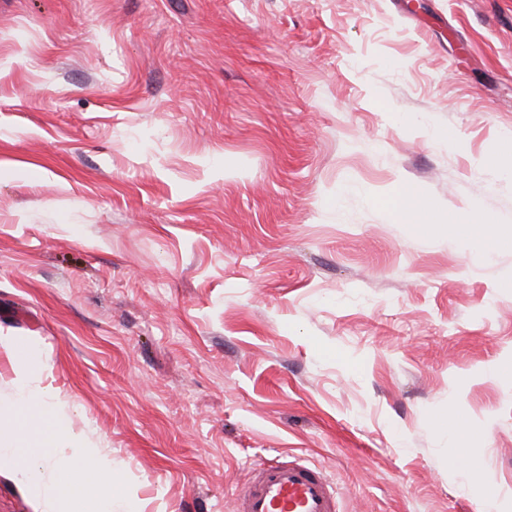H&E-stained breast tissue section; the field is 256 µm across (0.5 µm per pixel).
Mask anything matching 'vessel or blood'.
Masks as SVG:
<instances>
[{
    "instance_id": "vessel-or-blood-1",
    "label": "vessel or blood",
    "mask_w": 512,
    "mask_h": 512,
    "mask_svg": "<svg viewBox=\"0 0 512 512\" xmlns=\"http://www.w3.org/2000/svg\"><path fill=\"white\" fill-rule=\"evenodd\" d=\"M239 512H338L336 489L322 469L274 457L258 465Z\"/></svg>"
}]
</instances>
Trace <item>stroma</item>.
I'll return each instance as SVG.
<instances>
[{
	"label": "stroma",
	"instance_id": "35a3bbf8",
	"mask_svg": "<svg viewBox=\"0 0 512 512\" xmlns=\"http://www.w3.org/2000/svg\"><path fill=\"white\" fill-rule=\"evenodd\" d=\"M511 138L512 0H0V393L136 512H512ZM374 203L388 210L400 224L411 223L421 210L418 192L409 184L393 194L376 198ZM240 494L239 512H339L336 489L320 468L271 458Z\"/></svg>",
	"mask_w": 512,
	"mask_h": 512
}]
</instances>
